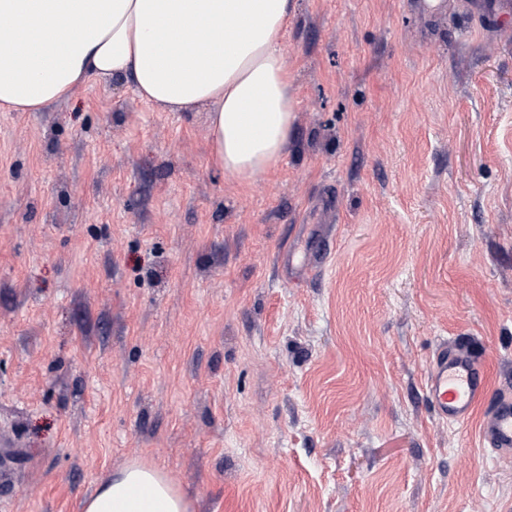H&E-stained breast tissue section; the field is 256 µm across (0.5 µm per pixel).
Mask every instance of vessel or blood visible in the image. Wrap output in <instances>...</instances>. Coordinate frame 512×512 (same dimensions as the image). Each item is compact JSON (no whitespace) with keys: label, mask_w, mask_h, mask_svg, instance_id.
<instances>
[{"label":"vessel or blood","mask_w":512,"mask_h":512,"mask_svg":"<svg viewBox=\"0 0 512 512\" xmlns=\"http://www.w3.org/2000/svg\"><path fill=\"white\" fill-rule=\"evenodd\" d=\"M425 390L438 419L451 425L468 423L477 408L486 407L481 424L484 446L502 454L512 452V396L503 388L492 391L481 364L457 341H440Z\"/></svg>","instance_id":"obj_1"}]
</instances>
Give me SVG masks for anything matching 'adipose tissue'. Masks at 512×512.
<instances>
[{
    "label": "adipose tissue",
    "instance_id": "adipose-tissue-1",
    "mask_svg": "<svg viewBox=\"0 0 512 512\" xmlns=\"http://www.w3.org/2000/svg\"><path fill=\"white\" fill-rule=\"evenodd\" d=\"M291 0H0V110L36 112L89 79L126 77L176 112L207 108L211 160L247 186L288 147L296 101L281 41ZM154 467L134 462L82 512H189Z\"/></svg>",
    "mask_w": 512,
    "mask_h": 512
}]
</instances>
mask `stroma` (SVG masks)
Listing matches in <instances>:
<instances>
[{
    "mask_svg": "<svg viewBox=\"0 0 512 512\" xmlns=\"http://www.w3.org/2000/svg\"><path fill=\"white\" fill-rule=\"evenodd\" d=\"M282 54L245 187L124 78L0 111V512L136 460L190 512H512L484 410L425 395L444 337L512 385V11L292 0Z\"/></svg>",
    "mask_w": 512,
    "mask_h": 512,
    "instance_id": "1",
    "label": "stroma"
}]
</instances>
